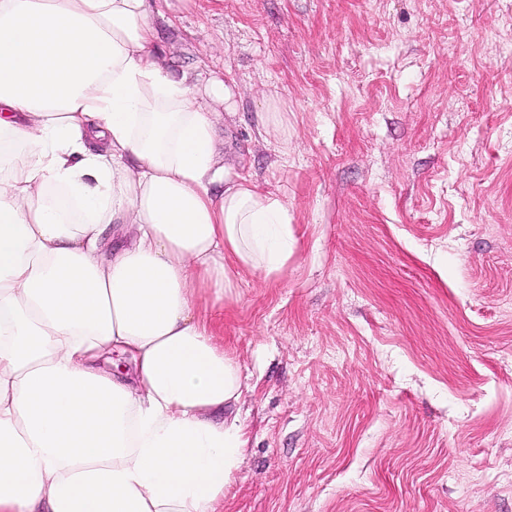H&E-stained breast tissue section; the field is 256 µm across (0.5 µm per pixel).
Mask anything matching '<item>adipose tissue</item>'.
<instances>
[{
	"label": "adipose tissue",
	"mask_w": 512,
	"mask_h": 512,
	"mask_svg": "<svg viewBox=\"0 0 512 512\" xmlns=\"http://www.w3.org/2000/svg\"><path fill=\"white\" fill-rule=\"evenodd\" d=\"M160 2L0 0V512H220L248 446L198 299L279 277L292 215L224 155L236 83L165 66Z\"/></svg>",
	"instance_id": "ef3b65f1"
}]
</instances>
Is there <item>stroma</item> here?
<instances>
[{"label":"stroma","instance_id":"1","mask_svg":"<svg viewBox=\"0 0 512 512\" xmlns=\"http://www.w3.org/2000/svg\"><path fill=\"white\" fill-rule=\"evenodd\" d=\"M172 2L167 64L235 80L225 153L294 220L278 279L199 300L250 438L222 512H512V0ZM257 118L262 134L288 139V114L281 111L278 101L272 96H264L263 107L261 112H257Z\"/></svg>","mask_w":512,"mask_h":512}]
</instances>
